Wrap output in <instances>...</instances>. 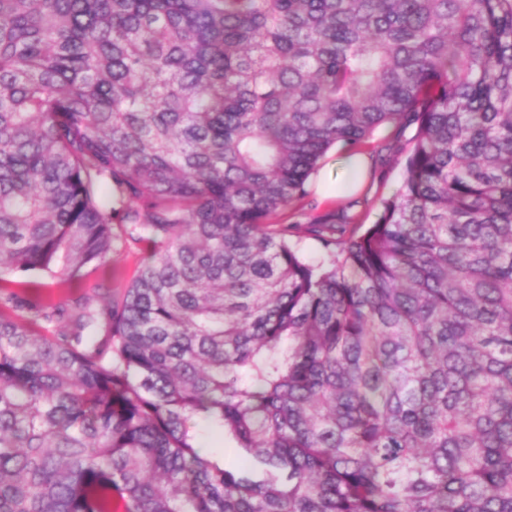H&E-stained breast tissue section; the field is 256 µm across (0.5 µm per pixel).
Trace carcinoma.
Segmentation results:
<instances>
[{"mask_svg":"<svg viewBox=\"0 0 512 512\" xmlns=\"http://www.w3.org/2000/svg\"><path fill=\"white\" fill-rule=\"evenodd\" d=\"M403 123L365 233L265 223ZM115 496L512 512V0H0V512ZM148 253L141 245L119 244L112 256L103 264L87 269V274L79 288H56L50 286L43 289V294L52 298L53 302L61 305L70 304L71 300L84 293H93L95 287L101 288V294L106 288H112V295L118 296L127 288L138 274Z\"/></svg>","mask_w":512,"mask_h":512,"instance_id":"cac0c4a2","label":"carcinoma"}]
</instances>
